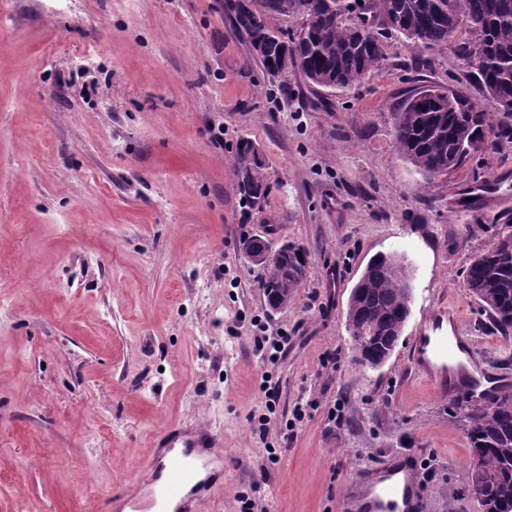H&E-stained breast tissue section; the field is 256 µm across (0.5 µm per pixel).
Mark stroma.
<instances>
[{
    "instance_id": "35a3bbf8",
    "label": "stroma",
    "mask_w": 512,
    "mask_h": 512,
    "mask_svg": "<svg viewBox=\"0 0 512 512\" xmlns=\"http://www.w3.org/2000/svg\"><path fill=\"white\" fill-rule=\"evenodd\" d=\"M430 86L472 89L453 48L402 38L347 89L269 81L227 0H0V512H117L155 438L189 425L223 437L224 486L200 512H342L355 473L399 453L428 512H480L462 401L410 351L450 305L471 372L512 375V332L465 282L512 228V144L425 178L393 130ZM243 139L269 186L259 208L238 193ZM259 231L310 254L279 311L239 248ZM394 252L411 313L373 370L348 299ZM264 326L288 334L284 356L260 352Z\"/></svg>"
}]
</instances>
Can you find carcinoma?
Masks as SVG:
<instances>
[{
    "label": "carcinoma",
    "mask_w": 512,
    "mask_h": 512,
    "mask_svg": "<svg viewBox=\"0 0 512 512\" xmlns=\"http://www.w3.org/2000/svg\"><path fill=\"white\" fill-rule=\"evenodd\" d=\"M278 0L269 13L288 12L303 20L296 35L281 34L264 43L260 64L301 73L310 83L338 88L358 84L387 58L386 40L401 36L428 47H446L465 30L469 38L451 42L466 65L476 90L493 99L512 100V0ZM247 0L231 5L238 27L249 42L264 39L270 30L265 19L254 24ZM348 18H343V15ZM389 16L395 26L379 28L376 20ZM503 118L479 109L475 98L454 95L445 88H426L412 95L397 113L394 141L416 168L438 176L461 167L470 155L488 146L512 142V105L502 106ZM491 134L490 144L483 137ZM248 180L239 185L246 202L259 206L268 194L258 155L249 140L239 143L234 158ZM309 262L290 253L265 266L262 288L288 292L293 299L307 277ZM466 286L498 329H512V232L476 255L466 270ZM358 287L364 297L348 305L347 319L370 327L405 321L407 287L404 267L395 255L371 261ZM477 467L485 481L488 504L512 503V391L464 415Z\"/></svg>",
    "instance_id": "obj_1"
}]
</instances>
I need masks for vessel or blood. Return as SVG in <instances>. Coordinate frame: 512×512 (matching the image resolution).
<instances>
[{
  "instance_id": "obj_1",
  "label": "vessel or blood",
  "mask_w": 512,
  "mask_h": 512,
  "mask_svg": "<svg viewBox=\"0 0 512 512\" xmlns=\"http://www.w3.org/2000/svg\"><path fill=\"white\" fill-rule=\"evenodd\" d=\"M446 326L451 327L452 336L443 335ZM459 329L454 310L433 311L413 348L415 370L443 394L449 391L452 372L464 369L455 336ZM154 445L145 478L147 490L129 500L131 512H197L198 501L210 495L218 481L220 435L209 427H178ZM342 507L344 512H424V498L415 469L399 455L387 466L362 469L352 480Z\"/></svg>"
}]
</instances>
